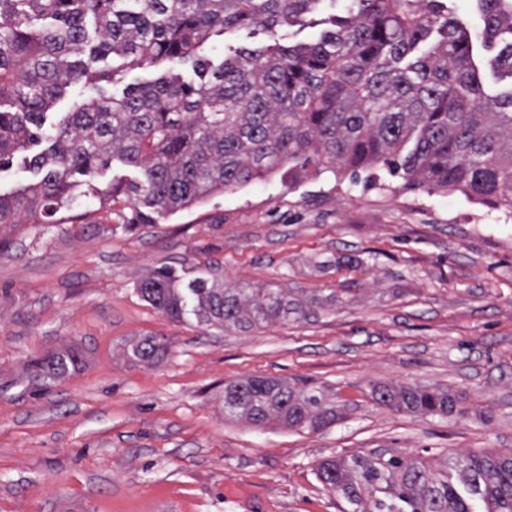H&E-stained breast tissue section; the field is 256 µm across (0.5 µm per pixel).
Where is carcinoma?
<instances>
[{
    "label": "carcinoma",
    "mask_w": 512,
    "mask_h": 512,
    "mask_svg": "<svg viewBox=\"0 0 512 512\" xmlns=\"http://www.w3.org/2000/svg\"><path fill=\"white\" fill-rule=\"evenodd\" d=\"M321 2L0 0V171L20 156L34 176L0 191V226L59 224L89 198L100 209L125 201L126 223L154 224L285 164L290 182L381 164L414 189L512 208V88L488 94L479 66L481 51L494 50L512 78V0H477L476 33L442 0H351L314 43L200 54L214 35L291 25ZM117 58L132 69L188 65L194 78L161 75L49 120L67 91L111 78L103 63ZM114 167L134 177L97 182ZM138 292L174 319L240 331L336 306V295L301 288H229L212 267L188 281L156 269ZM125 354L153 364L165 347L145 338ZM80 363L61 349L33 372L56 379ZM371 397L415 416L457 412L446 390L380 382ZM342 409L325 389L290 379L224 384L228 420L319 430ZM319 477L351 512H512V450L461 453L437 469L416 457L356 455L322 462Z\"/></svg>",
    "instance_id": "obj_1"
}]
</instances>
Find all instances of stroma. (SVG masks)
<instances>
[{
    "mask_svg": "<svg viewBox=\"0 0 512 512\" xmlns=\"http://www.w3.org/2000/svg\"><path fill=\"white\" fill-rule=\"evenodd\" d=\"M346 6L325 0L299 24L204 52L309 43ZM112 67L55 111L178 71ZM124 211L87 204L63 224L0 227V512H348L318 477L323 460L512 448V209L340 169L290 186L276 172L153 224L127 225ZM210 266L229 286L337 303L243 333L173 319L138 292L152 269L187 281ZM148 336L165 356L128 361L124 345ZM61 348L79 367L34 378L32 363ZM252 376L325 387L343 416L318 431L225 419V383ZM379 382L451 391L463 411H391L370 396Z\"/></svg>",
    "mask_w": 512,
    "mask_h": 512,
    "instance_id": "stroma-1",
    "label": "stroma"
}]
</instances>
